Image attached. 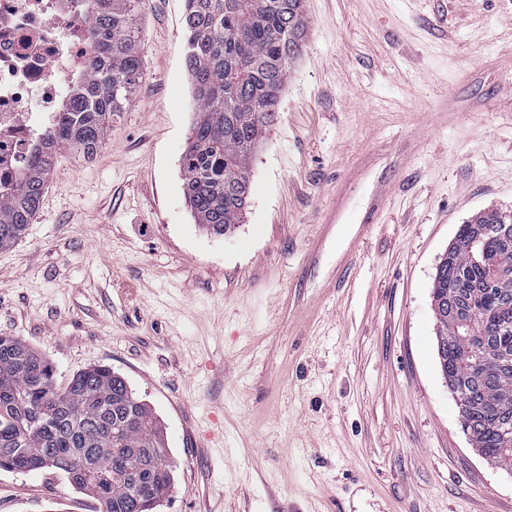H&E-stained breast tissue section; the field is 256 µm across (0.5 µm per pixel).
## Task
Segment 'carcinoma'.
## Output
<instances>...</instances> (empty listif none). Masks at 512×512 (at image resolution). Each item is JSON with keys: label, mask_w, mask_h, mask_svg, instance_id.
Returning <instances> with one entry per match:
<instances>
[{"label": "carcinoma", "mask_w": 512, "mask_h": 512, "mask_svg": "<svg viewBox=\"0 0 512 512\" xmlns=\"http://www.w3.org/2000/svg\"><path fill=\"white\" fill-rule=\"evenodd\" d=\"M93 67L61 119L35 146L19 183L0 186V250L34 219L53 160L93 159L142 75L133 16L142 0H95ZM185 63L197 117L182 158L196 223L224 236L250 194L249 165L274 122L306 32L303 0H185ZM477 259L450 249L432 287L437 354L461 425L486 461L512 472V213L489 208L459 226ZM96 500L102 512H156L174 481L158 418L120 375L88 368L64 387L24 342L0 336V471L35 472L42 458ZM93 462L97 476L82 469Z\"/></svg>", "instance_id": "1"}]
</instances>
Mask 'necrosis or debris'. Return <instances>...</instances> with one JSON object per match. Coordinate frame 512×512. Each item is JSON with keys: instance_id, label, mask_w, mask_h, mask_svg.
<instances>
[{"instance_id": "necrosis-or-debris-1", "label": "necrosis or debris", "mask_w": 512, "mask_h": 512, "mask_svg": "<svg viewBox=\"0 0 512 512\" xmlns=\"http://www.w3.org/2000/svg\"><path fill=\"white\" fill-rule=\"evenodd\" d=\"M89 0H0V182L20 181L92 63Z\"/></svg>"}]
</instances>
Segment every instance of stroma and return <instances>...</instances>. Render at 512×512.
<instances>
[{"label": "stroma", "instance_id": "1", "mask_svg": "<svg viewBox=\"0 0 512 512\" xmlns=\"http://www.w3.org/2000/svg\"><path fill=\"white\" fill-rule=\"evenodd\" d=\"M304 5L248 205L216 237L183 192L185 0H143V76L106 144L61 152L0 250V336L58 385L103 365L153 409L175 464L158 512H512V475L461 426L431 307L460 224L512 208V0ZM0 512L100 507L55 470L0 471Z\"/></svg>", "mask_w": 512, "mask_h": 512}]
</instances>
